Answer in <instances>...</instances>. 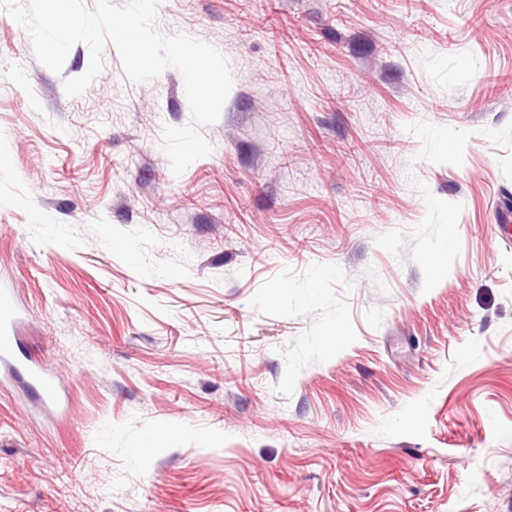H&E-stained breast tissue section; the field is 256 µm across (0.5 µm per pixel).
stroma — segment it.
Returning <instances> with one entry per match:
<instances>
[{"label": "stroma", "mask_w": 512, "mask_h": 512, "mask_svg": "<svg viewBox=\"0 0 512 512\" xmlns=\"http://www.w3.org/2000/svg\"><path fill=\"white\" fill-rule=\"evenodd\" d=\"M233 86L62 73L0 7V512H512V0H159ZM17 309L13 304V291L11 288L0 289V367L1 383L6 376L13 375L20 367L24 368L31 386L36 389L45 403H54L57 400L58 390L48 369L37 362H23L17 353L21 350L18 337L15 333V319ZM3 378V379H2Z\"/></svg>", "instance_id": "35a3bbf8"}]
</instances>
